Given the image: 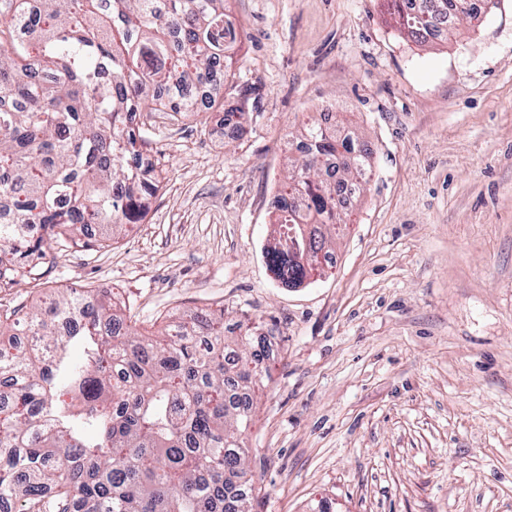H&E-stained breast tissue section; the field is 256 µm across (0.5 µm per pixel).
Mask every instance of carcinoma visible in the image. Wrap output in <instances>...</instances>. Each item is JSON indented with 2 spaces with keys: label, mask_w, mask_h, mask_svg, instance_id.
<instances>
[{
  "label": "carcinoma",
  "mask_w": 512,
  "mask_h": 512,
  "mask_svg": "<svg viewBox=\"0 0 512 512\" xmlns=\"http://www.w3.org/2000/svg\"><path fill=\"white\" fill-rule=\"evenodd\" d=\"M226 0H41L33 43L18 25L28 0H0V289L37 269L46 243L90 251L147 216L160 189L138 127L154 104L172 117L198 114L195 90L241 38ZM407 36L427 42L437 24L480 13L472 0H389ZM145 86H171L146 103ZM253 90L234 103L209 98L236 129ZM312 148L280 183L281 239L268 266L287 285L313 276L347 212L323 159L341 181L365 175L353 141L303 128ZM103 229L100 238L87 225ZM29 346L0 347V501L27 512H249L252 479L242 433L271 343L246 328L230 338L224 313L201 311L160 342L124 324L112 298L65 288L23 318L0 309ZM83 358L73 360L69 348Z\"/></svg>",
  "instance_id": "carcinoma-1"
}]
</instances>
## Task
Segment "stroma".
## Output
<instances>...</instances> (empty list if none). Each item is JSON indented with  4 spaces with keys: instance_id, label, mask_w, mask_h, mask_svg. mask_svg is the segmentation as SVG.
<instances>
[{
    "instance_id": "obj_1",
    "label": "stroma",
    "mask_w": 512,
    "mask_h": 512,
    "mask_svg": "<svg viewBox=\"0 0 512 512\" xmlns=\"http://www.w3.org/2000/svg\"><path fill=\"white\" fill-rule=\"evenodd\" d=\"M220 113L140 118L162 187L112 247L50 244L0 291L24 309L104 288L140 332L202 308L250 320L275 357L244 441L252 512H512V0L417 43L386 0H229ZM355 132L370 177L336 266L297 288L265 257L286 142L320 112ZM235 92L236 93H234L233 97L235 101L227 108L224 105V95H222L221 97H215L212 94L211 97L209 98L207 110H212L214 109L215 106H219L221 111L224 112V127L232 126L235 129H238L243 124L242 120L246 112L249 111V104L250 101L252 100L253 90L248 88H240L238 91L235 90Z\"/></svg>"
}]
</instances>
